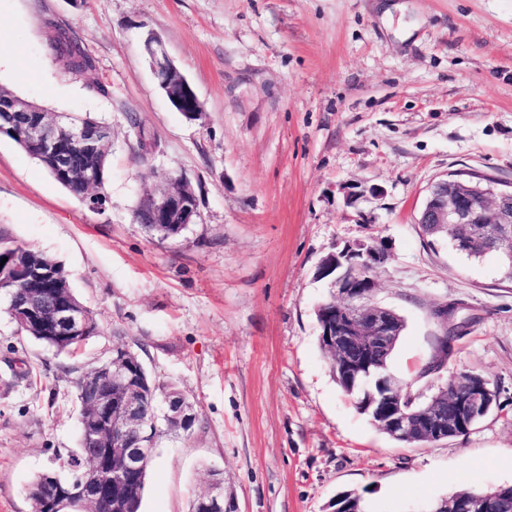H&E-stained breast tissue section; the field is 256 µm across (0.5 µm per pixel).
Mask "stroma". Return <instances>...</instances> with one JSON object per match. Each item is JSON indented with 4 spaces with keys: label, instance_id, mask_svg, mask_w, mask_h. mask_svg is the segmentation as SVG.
Instances as JSON below:
<instances>
[{
    "label": "stroma",
    "instance_id": "stroma-1",
    "mask_svg": "<svg viewBox=\"0 0 512 512\" xmlns=\"http://www.w3.org/2000/svg\"><path fill=\"white\" fill-rule=\"evenodd\" d=\"M58 27L92 73L56 61ZM150 33L201 119L159 90ZM0 86L112 127L101 212L0 134V225L60 262L98 320L58 354L0 313V512H31L33 478L76 448L73 381L116 347L196 413L189 431L161 430L141 512H190L215 471L225 512H332L345 492L367 512H425L512 485V280L497 254L428 243L417 222L437 179L512 183V0H0ZM134 120L162 142L147 165ZM171 174L200 213L174 240L134 219ZM373 240L376 299L406 324L387 369L403 391H438L420 375L446 330L434 307L469 322L448 369L481 374L498 400L467 436L395 441L319 348L315 309L336 289L318 266Z\"/></svg>",
    "mask_w": 512,
    "mask_h": 512
}]
</instances>
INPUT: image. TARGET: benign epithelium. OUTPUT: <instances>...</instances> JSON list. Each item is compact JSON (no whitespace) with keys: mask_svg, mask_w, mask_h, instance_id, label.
Returning <instances> with one entry per match:
<instances>
[{"mask_svg":"<svg viewBox=\"0 0 512 512\" xmlns=\"http://www.w3.org/2000/svg\"><path fill=\"white\" fill-rule=\"evenodd\" d=\"M147 58L159 87L175 107L187 95L196 96L184 74L169 58L162 41L145 40ZM40 107L12 93L0 95V112H38ZM28 143L55 160L58 171L76 175L69 146L81 139L82 131L52 118L27 120L23 125ZM140 209L158 222L174 212L182 223L191 224L199 216L194 188L182 176L165 179L164 185L145 191ZM420 224L435 229L444 224L496 225L499 255L512 262V188L499 189L494 183L475 186L473 178H446L432 185L421 212ZM384 257L377 246L356 243L338 254L325 257L320 269L336 273L335 287L339 311L325 312L321 322L322 342L336 355L340 371L350 383L376 381L378 391L368 394L366 410L380 420L379 426L392 438L411 440L423 437L429 443L470 433L472 427L490 413L497 392L481 376L471 378L467 388L448 397L447 384L439 393L410 409L403 404L399 388L389 376L374 370L370 353L377 347H393L400 335L399 316L373 301L377 288L370 276L361 277L362 265L373 267ZM24 278L45 280L49 270L28 261L17 265ZM27 327L48 325L62 337L87 331L86 306L70 298L48 299V291L32 288L15 301ZM138 362L122 347L81 376L86 418L81 427L85 443L93 448L83 470L72 480L45 478L31 494L40 512H111L112 495H121L140 478L145 463L154 453L159 434L157 421L170 429H190L195 421L194 406L179 391L165 393L162 414L143 406ZM196 512H224V480L211 474L206 489L196 499ZM452 512H512V486L494 494L472 492L458 497Z\"/></svg>","mask_w":512,"mask_h":512,"instance_id":"1","label":"benign epithelium"}]
</instances>
